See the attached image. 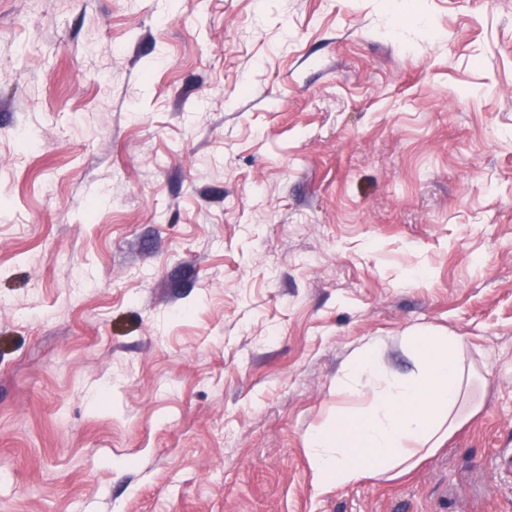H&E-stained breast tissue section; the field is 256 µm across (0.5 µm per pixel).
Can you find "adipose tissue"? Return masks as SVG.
<instances>
[{
    "instance_id": "ef3b65f1",
    "label": "adipose tissue",
    "mask_w": 512,
    "mask_h": 512,
    "mask_svg": "<svg viewBox=\"0 0 512 512\" xmlns=\"http://www.w3.org/2000/svg\"><path fill=\"white\" fill-rule=\"evenodd\" d=\"M399 344L413 363L405 375L389 368L379 338L367 339L351 358L341 384L359 397L360 410L337 412L306 437L318 483L399 476L479 411L470 399L475 372L463 337L413 332Z\"/></svg>"
}]
</instances>
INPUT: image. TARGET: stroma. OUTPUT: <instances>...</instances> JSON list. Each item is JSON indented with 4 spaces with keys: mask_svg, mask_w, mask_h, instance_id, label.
<instances>
[{
    "mask_svg": "<svg viewBox=\"0 0 512 512\" xmlns=\"http://www.w3.org/2000/svg\"><path fill=\"white\" fill-rule=\"evenodd\" d=\"M482 406L315 487L383 338ZM512 0H0V512H512Z\"/></svg>",
    "mask_w": 512,
    "mask_h": 512,
    "instance_id": "35a3bbf8",
    "label": "stroma"
}]
</instances>
